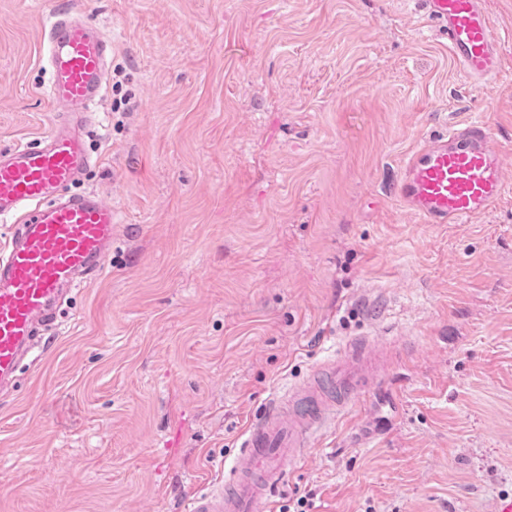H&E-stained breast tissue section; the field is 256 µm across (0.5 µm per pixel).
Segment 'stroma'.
I'll list each match as a JSON object with an SVG mask.
<instances>
[{
    "label": "stroma",
    "mask_w": 512,
    "mask_h": 512,
    "mask_svg": "<svg viewBox=\"0 0 512 512\" xmlns=\"http://www.w3.org/2000/svg\"><path fill=\"white\" fill-rule=\"evenodd\" d=\"M0 0V151L55 116L44 31ZM110 44L89 115L118 222L101 273L0 394V512H183L273 396L364 338L384 381L306 449L275 506L497 512L512 497V0L468 81L425 0H65ZM479 121L507 193L424 224L407 155Z\"/></svg>",
    "instance_id": "35a3bbf8"
}]
</instances>
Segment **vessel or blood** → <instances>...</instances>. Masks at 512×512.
<instances>
[{
	"label": "vessel or blood",
	"instance_id": "obj_1",
	"mask_svg": "<svg viewBox=\"0 0 512 512\" xmlns=\"http://www.w3.org/2000/svg\"><path fill=\"white\" fill-rule=\"evenodd\" d=\"M426 5L446 24L449 52L466 78L486 82L500 73L504 43L482 0ZM46 48V95L57 118L38 145L0 152V217L12 222L0 243V392L17 388L29 352L49 344L45 331L65 298L98 274L112 252L111 204L71 191L92 163L74 119L103 96L108 45L78 12L64 10L49 25ZM504 193L501 157L478 122L423 142L406 158L397 185L402 206L428 224L479 220ZM378 376L377 357L363 339L341 361L315 367L254 420L230 478L197 493L188 512H258L270 504L303 450Z\"/></svg>",
	"mask_w": 512,
	"mask_h": 512
}]
</instances>
